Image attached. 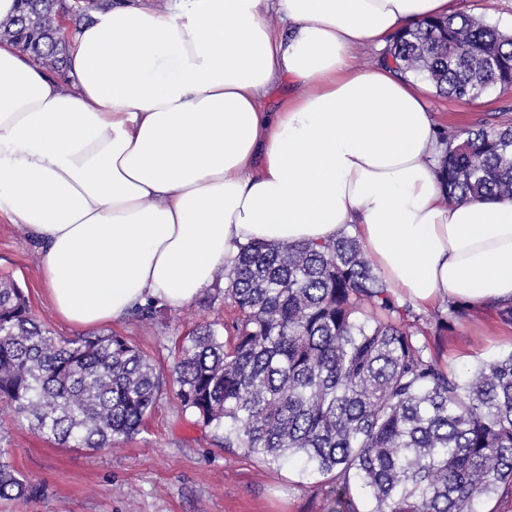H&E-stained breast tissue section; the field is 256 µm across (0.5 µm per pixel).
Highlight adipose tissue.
<instances>
[{
    "mask_svg": "<svg viewBox=\"0 0 512 512\" xmlns=\"http://www.w3.org/2000/svg\"><path fill=\"white\" fill-rule=\"evenodd\" d=\"M452 11L141 0L76 33L66 91L0 43V218L38 240L58 316L92 329L150 296L178 308L238 244L344 231L415 304L512 301V200L447 204L428 86L388 58L352 62Z\"/></svg>",
    "mask_w": 512,
    "mask_h": 512,
    "instance_id": "adipose-tissue-1",
    "label": "adipose tissue"
}]
</instances>
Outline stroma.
I'll use <instances>...</instances> for the list:
<instances>
[{
	"mask_svg": "<svg viewBox=\"0 0 512 512\" xmlns=\"http://www.w3.org/2000/svg\"><path fill=\"white\" fill-rule=\"evenodd\" d=\"M438 126L468 129L512 121V88H494L475 99L430 93ZM0 276L11 277L29 300L33 316L55 335L80 330L56 316L41 277L39 250L26 228L0 219ZM218 284L191 303L170 309L166 325L127 318L104 325L126 336L169 374L181 338L196 325L232 320L230 302L218 299ZM442 360L472 367L512 350V327L494 308L472 307L468 318L439 341ZM0 448L15 468L42 492L28 501L0 500V512H315L321 478L291 462L267 468L259 459L219 446L211 429L182 413L174 390L140 431L114 450L64 448L37 435L27 421L0 411Z\"/></svg>",
	"mask_w": 512,
	"mask_h": 512,
	"instance_id": "stroma-1",
	"label": "stroma"
}]
</instances>
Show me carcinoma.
<instances>
[{"instance_id":"obj_1","label":"carcinoma","mask_w":512,"mask_h":512,"mask_svg":"<svg viewBox=\"0 0 512 512\" xmlns=\"http://www.w3.org/2000/svg\"><path fill=\"white\" fill-rule=\"evenodd\" d=\"M18 2L0 42L63 79L68 33L113 7ZM388 55L448 97L512 87V33L484 16L426 20L395 35ZM437 135L448 202L512 199L511 122ZM217 279L238 317L182 337L172 380L182 412L224 447L269 467L302 457L323 477L321 512H482L512 497V351L470 371L443 362L348 233L321 245L248 242ZM167 312L150 300L133 316L161 323ZM467 316L450 301L430 323L440 334ZM165 386L126 337L57 336L0 278V402L37 433L110 448L139 431ZM35 496L0 449V499Z\"/></svg>"}]
</instances>
